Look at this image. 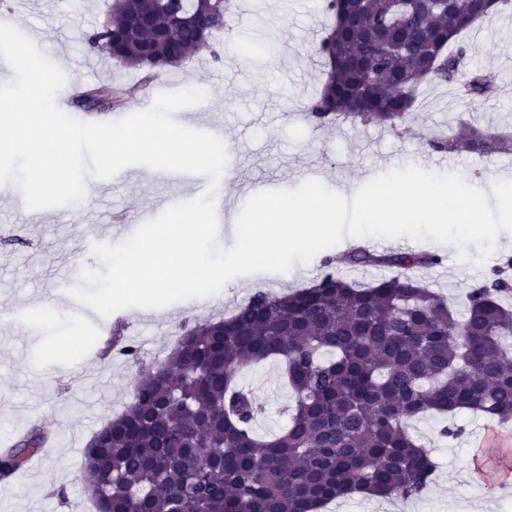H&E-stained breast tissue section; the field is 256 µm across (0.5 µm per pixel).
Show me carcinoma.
<instances>
[{"label":"carcinoma","mask_w":512,"mask_h":512,"mask_svg":"<svg viewBox=\"0 0 512 512\" xmlns=\"http://www.w3.org/2000/svg\"><path fill=\"white\" fill-rule=\"evenodd\" d=\"M477 0H322L333 17L316 43L326 78L311 107L321 124H376L399 131L423 82L463 83L470 100L502 87L480 70L460 81ZM144 26L125 10L89 43L116 63L156 71L205 50L225 19L194 2V21L168 31L169 13ZM110 90H86L87 109L104 113ZM448 153L512 151V137L470 123L429 141ZM442 257L378 254L354 246L324 258L307 287L279 295L257 288L231 315L184 324L167 357L141 372L124 410L86 444L84 482L96 512H317L355 494L420 496L436 464L411 433L428 415L462 411L512 419L511 262L474 284L459 314L416 271ZM385 266L362 283L337 265ZM109 351L139 360L115 335ZM276 360L294 396L288 423L265 438L261 413L238 371ZM33 428L0 453V477L21 470L44 447Z\"/></svg>","instance_id":"cac0c4a2"}]
</instances>
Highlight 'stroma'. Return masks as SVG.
Segmentation results:
<instances>
[{
	"mask_svg": "<svg viewBox=\"0 0 512 512\" xmlns=\"http://www.w3.org/2000/svg\"><path fill=\"white\" fill-rule=\"evenodd\" d=\"M318 2L236 0L238 19L232 32L215 35L220 59L205 52L158 74L160 93L205 86L206 99L176 111L173 118L188 128L192 116L208 115L210 134L226 146L222 186L227 208L242 210L254 183L291 190L312 178L349 199L393 168L437 170L438 153L430 140L462 121L491 134H512V73L498 68L500 60L512 58V23L503 22L497 13L475 24L464 38L474 65L510 86L509 94L470 101L451 86L422 85L410 130L401 135L378 125L320 127L309 121L308 106L324 81L315 42L330 21L318 10ZM9 5L18 14L17 29L63 71L67 82L94 73L99 84L117 91L140 79V70L115 63L106 70L93 69L98 55L85 37L101 24L111 0H9ZM451 169L477 188L502 178L512 180V152L459 154ZM176 187L185 200L197 196L190 174L129 166L113 177L107 197L81 200L64 217L39 210L36 223L25 227L21 220L27 205L21 190L13 183L0 184V229L22 240L16 247H0V312L38 300L57 307L55 314L0 326V438L11 439L34 426L50 437L45 450L24 469L0 479V512H92L81 480L83 450L93 433L129 402L141 365L164 360L183 323L222 318L259 287L285 294L316 280L309 263L293 275L234 278L219 293L198 298L193 305L180 301L152 309L150 321L131 319L122 334L139 347L141 364L97 357L96 324L76 317L57 288L60 279L77 282L84 269L101 266L85 253L78 229L91 225L108 232L115 210L126 211L130 223L137 225L155 219L166 209L165 196ZM410 246L440 252L443 264L421 269L419 275L459 310L470 287L495 265L490 257L479 264L460 261L451 244L438 249L431 241L414 240ZM239 379L266 407L258 434L277 431L283 423L279 410L292 399L280 365L267 362L242 370ZM457 423L462 432L452 439L439 436L438 419L414 422V435L438 468L425 494L401 500L396 512H496L501 483L494 472L472 479L471 464L483 454L473 440L487 429L512 433V421L501 424L464 413Z\"/></svg>",
	"mask_w": 512,
	"mask_h": 512,
	"instance_id": "1",
	"label": "stroma"
}]
</instances>
